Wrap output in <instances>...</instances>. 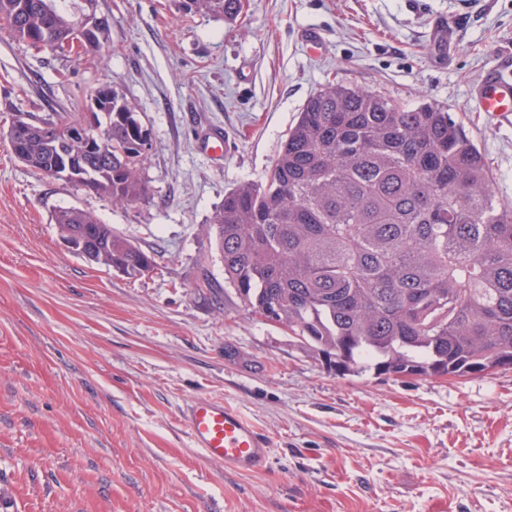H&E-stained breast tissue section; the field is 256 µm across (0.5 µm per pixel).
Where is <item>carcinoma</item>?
<instances>
[{
	"mask_svg": "<svg viewBox=\"0 0 512 512\" xmlns=\"http://www.w3.org/2000/svg\"><path fill=\"white\" fill-rule=\"evenodd\" d=\"M0 0V20L31 46L44 29L71 38L86 0ZM188 11L235 16L241 0H182ZM109 22L77 54L95 57ZM104 152L80 163L73 112L33 119L23 164L112 198L144 199L142 124L117 90ZM60 226L93 227L97 264L129 275L151 256L91 212L57 209ZM224 280L254 312L277 315L343 375L461 378L512 369V205L496 199L485 155L443 107L396 104L329 82L298 113L264 181L224 193L211 218Z\"/></svg>",
	"mask_w": 512,
	"mask_h": 512,
	"instance_id": "cac0c4a2",
	"label": "carcinoma"
}]
</instances>
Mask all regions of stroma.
<instances>
[{"mask_svg": "<svg viewBox=\"0 0 512 512\" xmlns=\"http://www.w3.org/2000/svg\"><path fill=\"white\" fill-rule=\"evenodd\" d=\"M98 0L97 59L15 41L0 21V127L85 111L116 84L151 148L146 199L113 203L17 162L0 137V478L16 512H512V369L454 379L340 375L224 279L208 233L225 191L263 180L329 81L461 121L512 202V121L472 86L512 59V0ZM457 24L443 50L436 16ZM224 138L213 151L209 133ZM77 206L152 255L129 276L66 248ZM221 398L273 441L241 475L194 448L185 405ZM183 9L189 12H207L215 15L235 16L241 11V0H182Z\"/></svg>", "mask_w": 512, "mask_h": 512, "instance_id": "35a3bbf8", "label": "stroma"}]
</instances>
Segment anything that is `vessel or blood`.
<instances>
[{"mask_svg": "<svg viewBox=\"0 0 512 512\" xmlns=\"http://www.w3.org/2000/svg\"><path fill=\"white\" fill-rule=\"evenodd\" d=\"M475 97L481 111L512 113V66L483 72L475 84ZM183 417L195 447L206 458L223 462L225 470L248 474L268 466L270 439L224 400H194Z\"/></svg>", "mask_w": 512, "mask_h": 512, "instance_id": "vessel-or-blood-1", "label": "vessel or blood"}]
</instances>
